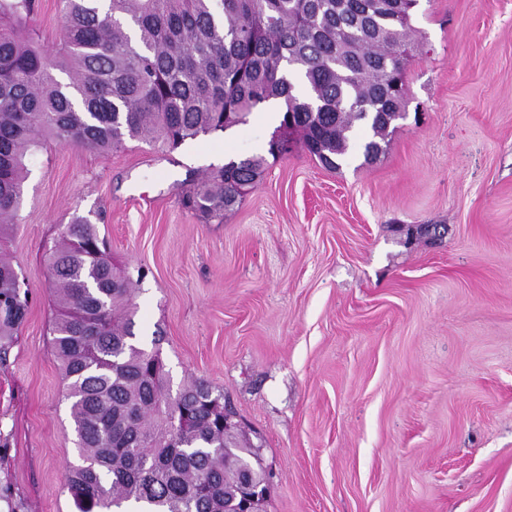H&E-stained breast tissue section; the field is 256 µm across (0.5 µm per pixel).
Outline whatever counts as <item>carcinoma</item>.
Masks as SVG:
<instances>
[{
  "instance_id": "obj_1",
  "label": "carcinoma",
  "mask_w": 512,
  "mask_h": 512,
  "mask_svg": "<svg viewBox=\"0 0 512 512\" xmlns=\"http://www.w3.org/2000/svg\"><path fill=\"white\" fill-rule=\"evenodd\" d=\"M63 43L31 36L33 0H0V249L13 233L27 154L53 139L100 154L128 140L168 151L285 111L275 158L301 144L336 170L355 141L383 154L408 105L407 49L419 0H63ZM266 166L252 155L181 187L182 207L221 220ZM52 351L67 381L80 463L65 481L76 512H232L244 472L264 479L260 447L224 416V393L192 379L166 387L160 344L137 346L133 276L115 267L96 225H68L49 257ZM28 293L0 257V355Z\"/></svg>"
}]
</instances>
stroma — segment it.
<instances>
[{"label": "stroma", "instance_id": "obj_1", "mask_svg": "<svg viewBox=\"0 0 512 512\" xmlns=\"http://www.w3.org/2000/svg\"><path fill=\"white\" fill-rule=\"evenodd\" d=\"M413 23L425 48L385 154L268 158L223 221L185 211L180 187L216 154L266 155L277 109L171 152L27 156L7 250L30 308L0 361V512H74L48 257L78 216L146 270L133 331L159 344L171 390L207 380L261 446L266 512H512V0H420Z\"/></svg>", "mask_w": 512, "mask_h": 512}]
</instances>
